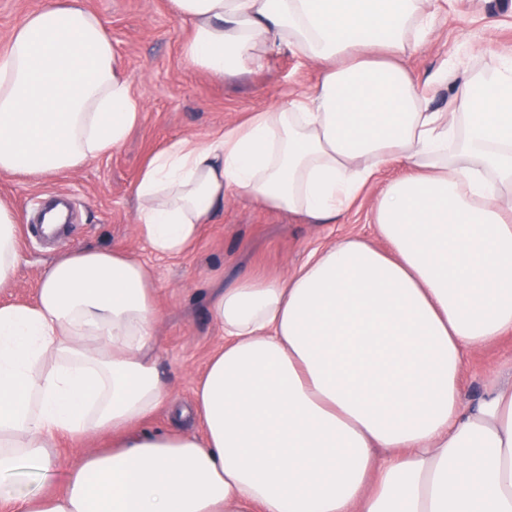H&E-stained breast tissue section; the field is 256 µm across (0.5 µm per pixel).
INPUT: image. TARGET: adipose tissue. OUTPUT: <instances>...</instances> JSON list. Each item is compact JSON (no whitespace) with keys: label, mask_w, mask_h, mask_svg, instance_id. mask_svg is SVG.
Returning <instances> with one entry per match:
<instances>
[{"label":"adipose tissue","mask_w":512,"mask_h":512,"mask_svg":"<svg viewBox=\"0 0 512 512\" xmlns=\"http://www.w3.org/2000/svg\"><path fill=\"white\" fill-rule=\"evenodd\" d=\"M185 61L211 77L290 52L315 92L157 152L134 186L139 236L182 254L231 192L332 224L375 174L387 247L348 237L295 271L217 289L224 345L175 426L155 353V279L131 255L55 260L33 304L0 305V512H512V365L469 404L464 359L512 335V55L446 108L402 59L429 0H171ZM144 102L84 0H47L0 46V174L81 168L119 149ZM19 263L0 202V288ZM111 449L61 469L59 440ZM315 474L311 492L286 483Z\"/></svg>","instance_id":"ef3b65f1"}]
</instances>
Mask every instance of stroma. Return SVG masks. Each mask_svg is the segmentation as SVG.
I'll use <instances>...</instances> for the list:
<instances>
[{
	"mask_svg": "<svg viewBox=\"0 0 512 512\" xmlns=\"http://www.w3.org/2000/svg\"><path fill=\"white\" fill-rule=\"evenodd\" d=\"M117 45L132 87L144 101L125 144L91 164L52 175H0V200L19 218L20 261L0 303L28 304L42 271L55 256L89 246L134 255L154 272L159 320L157 363L178 407L190 408L193 390L223 342L207 311L214 289L242 278L279 277L311 252L350 235L381 246L372 224L380 189L399 175L381 170L353 207L333 224L268 209L249 197H231L203 225L197 241L176 258L155 255L137 232L134 185L151 157L183 137L205 138L247 122L271 105L309 96L319 66L289 53L270 58L258 73L211 78L187 64L181 45L189 27L170 0H85ZM430 36L404 59L417 81L444 62L455 76L479 67L489 54L512 53V0H437ZM512 363V339L473 352L464 367L469 401L483 394L487 374Z\"/></svg>",
	"mask_w": 512,
	"mask_h": 512,
	"instance_id": "obj_1",
	"label": "stroma"
}]
</instances>
